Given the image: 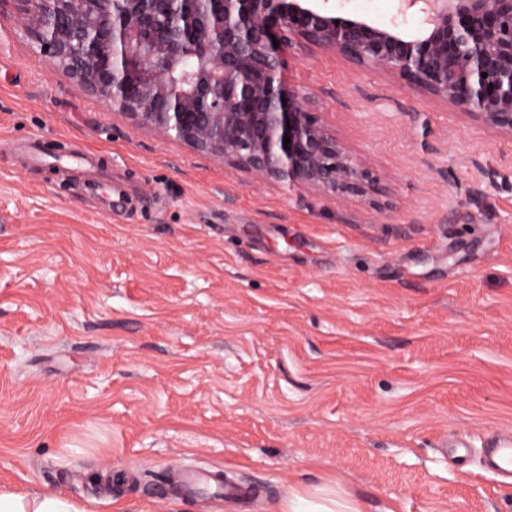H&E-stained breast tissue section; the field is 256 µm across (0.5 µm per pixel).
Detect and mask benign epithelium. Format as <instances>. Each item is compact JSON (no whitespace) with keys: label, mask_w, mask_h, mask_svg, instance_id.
Listing matches in <instances>:
<instances>
[{"label":"benign epithelium","mask_w":512,"mask_h":512,"mask_svg":"<svg viewBox=\"0 0 512 512\" xmlns=\"http://www.w3.org/2000/svg\"><path fill=\"white\" fill-rule=\"evenodd\" d=\"M12 2L52 69L143 128L259 178L340 198L378 189L311 98L284 86L281 49L294 42L381 69L512 136V0H399V13L423 14L413 32L315 0Z\"/></svg>","instance_id":"7a95c632"}]
</instances>
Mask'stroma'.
I'll use <instances>...</instances> for the list:
<instances>
[{
    "instance_id": "stroma-1",
    "label": "stroma",
    "mask_w": 512,
    "mask_h": 512,
    "mask_svg": "<svg viewBox=\"0 0 512 512\" xmlns=\"http://www.w3.org/2000/svg\"><path fill=\"white\" fill-rule=\"evenodd\" d=\"M282 56L384 194L267 181L137 126L0 5V490L279 512L334 478L363 512H512L483 468L512 433V138L334 52ZM85 150L98 170L68 162ZM190 470L241 499L176 491Z\"/></svg>"
}]
</instances>
